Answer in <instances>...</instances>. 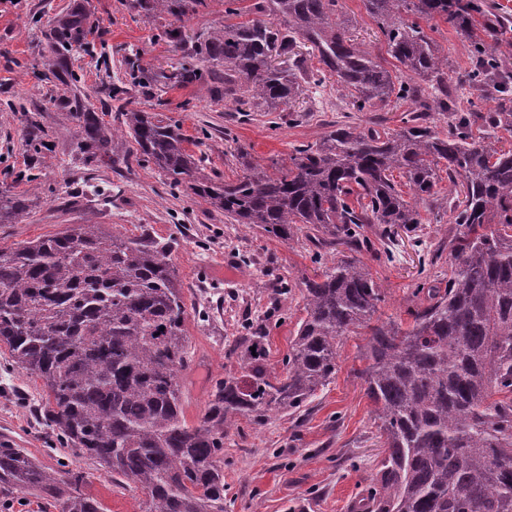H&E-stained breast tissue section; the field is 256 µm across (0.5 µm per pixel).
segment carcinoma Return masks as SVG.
Instances as JSON below:
<instances>
[{"label": "carcinoma", "instance_id": "obj_1", "mask_svg": "<svg viewBox=\"0 0 512 512\" xmlns=\"http://www.w3.org/2000/svg\"><path fill=\"white\" fill-rule=\"evenodd\" d=\"M224 0V25L187 41L172 25L161 37L184 44L200 63L182 65L175 84L208 80L250 109L274 112L305 91L314 75L336 77L349 109L372 112L395 97L412 103L402 127L380 130L346 116L319 141L294 149L271 174L249 165L233 182L199 177L205 155L186 147L178 123L143 110L120 112L106 125L87 105L72 59L90 52L99 24L81 7L48 22L45 79L71 86L58 102L78 131L76 151L87 162L125 163L116 145L131 142L170 184H188L231 223L291 240L357 247L365 224L380 240L416 232L438 200L439 168L457 188L448 197L449 223L436 250H448V284L412 292L404 330L377 317L381 288L357 258L343 256L322 280L303 282L305 318L297 323L281 374L265 363L266 328L254 329L255 350L239 370L214 381L197 424L183 417L190 368L187 307L168 242L144 232L135 238L77 224L52 236L0 248V344L9 364L44 380L31 407L53 448L71 459L42 466L26 449L0 439V496L33 497L59 512H104L85 492L86 460L112 481L146 494L141 512H225L224 439L240 417L257 427L279 414L296 415L336 374L337 345L367 330L357 375L374 404L385 456L370 500L374 512H512V149L473 137L512 133V53L501 50L508 17L478 0H363L387 54L404 67L393 73L336 22L340 0ZM205 0H129L146 15L176 22ZM280 19L274 26L264 16ZM439 19L467 40L470 86L500 96L485 112H464L448 90V57L419 20ZM305 41L321 68L312 75L298 50ZM276 57L291 62L286 70ZM135 84L155 76L128 60ZM417 76L427 86L413 82ZM452 111L448 133L433 113ZM413 191L404 198L392 172ZM29 209L25 194L0 191V224H16Z\"/></svg>", "mask_w": 512, "mask_h": 512}]
</instances>
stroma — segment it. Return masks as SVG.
<instances>
[{
    "instance_id": "obj_1",
    "label": "stroma",
    "mask_w": 512,
    "mask_h": 512,
    "mask_svg": "<svg viewBox=\"0 0 512 512\" xmlns=\"http://www.w3.org/2000/svg\"><path fill=\"white\" fill-rule=\"evenodd\" d=\"M69 2L0 0V190L38 198L20 223L0 224V247L51 236L74 224H97L130 238L146 230L171 241L188 311L185 330L193 362L183 413L192 425L204 412L212 380L236 372L238 354L232 346L247 323L265 321L267 363L281 372L305 315L303 281L321 274L347 248L319 250L303 239L284 241L258 228L244 230L187 186L169 185L147 162L116 172L84 163L75 152V127L54 105L70 89L44 81L39 66L47 50L46 23ZM89 3L103 35L93 54L78 57L74 65L84 74L94 110L107 124L120 106L179 122L191 142L201 143L210 178L234 180L247 161L267 169L288 161L294 146L320 140L337 117L341 92L332 76L296 98L287 112L238 111L232 100L217 96L211 83L170 88L159 82L152 94L136 88L123 102L113 101L105 85L109 76H123L132 51H140L142 67L157 76L171 74L185 58L177 43L158 36L169 16L137 14L123 0ZM338 18L351 39L393 66L362 0H342ZM423 27L448 55L449 87H465L472 61L464 37L439 20ZM32 116L47 132L44 142L26 136ZM447 224L444 212L428 218L421 240L400 236L388 252L376 242L374 227H364L368 244L358 257L384 293L382 317L409 325L407 299L416 285H446L448 261L432 255L438 229ZM364 343L360 335L344 337L335 377L303 417L279 415L262 428L244 420L232 426L224 444L228 512H349L350 502L368 493L382 449L375 438L373 404L355 374ZM43 388L40 378L0 371V430H9L20 447L53 469L60 454L48 450L43 425L25 405ZM88 475L86 490L105 512H140L139 491L116 486L101 471Z\"/></svg>"
}]
</instances>
